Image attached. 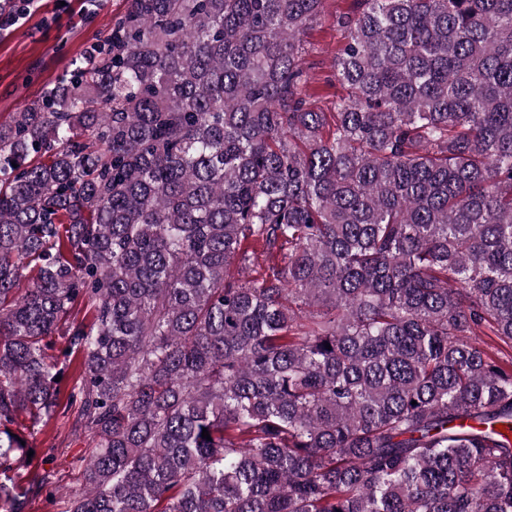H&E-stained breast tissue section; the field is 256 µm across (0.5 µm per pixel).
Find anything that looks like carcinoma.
Instances as JSON below:
<instances>
[{"label": "carcinoma", "instance_id": "obj_1", "mask_svg": "<svg viewBox=\"0 0 512 512\" xmlns=\"http://www.w3.org/2000/svg\"><path fill=\"white\" fill-rule=\"evenodd\" d=\"M361 2L328 112L324 0H129L0 124L4 512L64 402L67 512H512V0ZM357 0H325L319 19L308 29L306 40L310 43L309 53L304 59V68L308 75L307 92L311 100L324 106L342 92L333 75V63L342 43L341 32L336 27V17L352 12Z\"/></svg>", "mask_w": 512, "mask_h": 512}]
</instances>
